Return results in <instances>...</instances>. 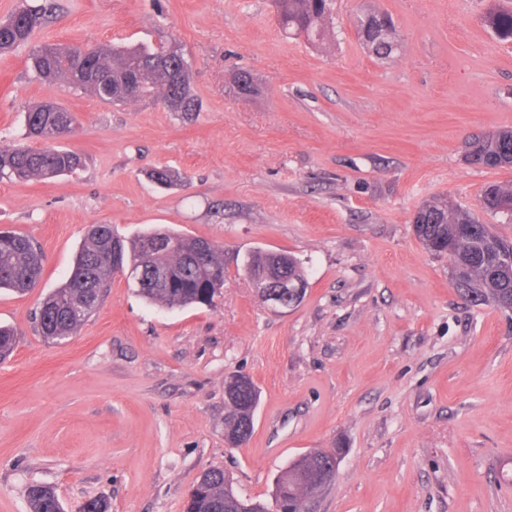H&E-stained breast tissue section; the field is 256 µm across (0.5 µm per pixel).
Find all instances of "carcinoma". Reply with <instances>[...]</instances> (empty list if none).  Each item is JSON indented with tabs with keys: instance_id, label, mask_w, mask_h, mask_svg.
I'll return each mask as SVG.
<instances>
[{
	"instance_id": "1",
	"label": "carcinoma",
	"mask_w": 512,
	"mask_h": 512,
	"mask_svg": "<svg viewBox=\"0 0 512 512\" xmlns=\"http://www.w3.org/2000/svg\"><path fill=\"white\" fill-rule=\"evenodd\" d=\"M278 21L289 35L318 41L327 36L334 0H274ZM58 9L56 0H42L33 9H20L0 22V52L28 43L34 31ZM486 23L503 37H512V8L496 6ZM358 39L376 58L388 59L398 48L392 19L368 10L360 17ZM30 63L47 83H65L88 90L108 103L151 98L158 94L172 112H197L187 63L174 50L146 45H102L81 52L77 48L47 44L33 50ZM40 103L26 113L27 136L44 147L0 149V178L41 181L76 173L82 156L56 145L72 136L75 115L57 104ZM466 160L483 168H512V130H501L466 140ZM481 208L512 221V188L489 185ZM413 231L434 254H446L452 265L457 292L467 302L492 303L512 310V242L493 233L489 225L467 209L445 199L424 202L414 218ZM41 248L20 232L0 231V289L24 293L36 288L43 273ZM120 265L135 273L132 283L147 301L166 307L211 306L224 288V247L208 240L168 230H150L133 238L119 235L110 224H95L86 231L71 273L50 292L35 314L37 332L48 343L76 335L102 304ZM277 265L288 277L306 280L299 262L286 252L254 249L244 268L262 273ZM15 347L14 332L0 326V361ZM258 388L246 376H233L224 387V440H249L254 430ZM342 448L317 449L293 459L275 480L272 492L276 512H305L307 499L324 490L316 479L338 465ZM29 512H65L55 491L45 485L27 490ZM185 512H268L263 503L242 497L227 482L221 468H210L194 485Z\"/></svg>"
}]
</instances>
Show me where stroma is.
Listing matches in <instances>:
<instances>
[{"label":"stroma","mask_w":512,"mask_h":512,"mask_svg":"<svg viewBox=\"0 0 512 512\" xmlns=\"http://www.w3.org/2000/svg\"><path fill=\"white\" fill-rule=\"evenodd\" d=\"M30 43L0 53V149L27 137L33 105L79 122L77 174L0 179V229L44 253L40 285L0 290L17 346L0 363V512H29L26 489L54 487L67 512H183L219 467L270 500L281 468L342 447L334 483L309 512H512V311L465 302L444 255L416 238L422 202L479 210L512 169L474 166L465 140L512 128V37L485 22L499 0H337L321 42L287 37L272 0H57ZM392 16L399 48L380 61L357 17ZM174 48L201 108L118 104L41 80L33 47ZM255 91L241 96L238 71ZM167 167L178 185L146 173ZM149 228L224 248L214 305L167 310L117 276L98 312L59 345L34 312L69 276L86 228ZM287 251L308 281L272 309L243 270L248 250ZM260 392L254 432L224 443V380Z\"/></svg>","instance_id":"35a3bbf8"}]
</instances>
